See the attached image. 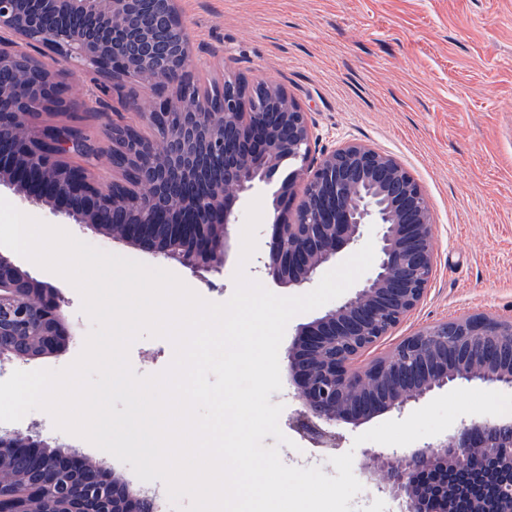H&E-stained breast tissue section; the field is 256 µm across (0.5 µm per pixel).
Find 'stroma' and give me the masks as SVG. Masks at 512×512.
Returning a JSON list of instances; mask_svg holds the SVG:
<instances>
[{"mask_svg":"<svg viewBox=\"0 0 512 512\" xmlns=\"http://www.w3.org/2000/svg\"><path fill=\"white\" fill-rule=\"evenodd\" d=\"M188 29L198 87L231 72L246 80L281 84L307 112L320 146L356 141L392 155L423 187L436 221V272L421 304L391 335L364 353V361L385 355L422 327L463 316L512 320V0H178ZM161 79L136 78L115 85L88 71L68 83L67 105L43 113L40 124H72L100 140L108 122L128 124L152 137L150 125L125 103L157 98ZM275 185L260 184L244 195L239 210L260 200L262 224L248 262L232 255L224 268L202 282L174 262L111 235L54 215L6 187L0 196L23 213L62 228L102 251L164 266L203 299L223 303L235 289L237 268L269 291L291 295L263 270L269 254ZM75 336L55 355L23 363L26 371L59 370L81 353L91 329L81 296L58 284ZM174 349L164 338L144 336L129 350L134 371L159 373ZM294 388L283 381L271 403L282 404L278 446L284 465L337 471L331 455L288 426ZM6 430L39 435L51 446L80 449L92 459L104 451L85 439L62 434L50 414L28 412ZM340 452H352L353 472L362 485L351 500L355 512H399L374 486L366 455L383 452L374 442L355 444L364 426H339Z\"/></svg>","mask_w":512,"mask_h":512,"instance_id":"stroma-1","label":"stroma"}]
</instances>
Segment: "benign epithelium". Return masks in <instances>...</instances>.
<instances>
[{
    "mask_svg": "<svg viewBox=\"0 0 512 512\" xmlns=\"http://www.w3.org/2000/svg\"><path fill=\"white\" fill-rule=\"evenodd\" d=\"M0 31L22 36L54 53L40 61L37 79L18 75L25 64L13 43L0 41V186L44 202L76 224L104 230L139 250L174 261L201 280L219 271L233 248L237 202L258 183L279 184L273 201L267 274L281 285L308 288L342 250L373 237L379 261L354 296L301 325L288 348L287 371L297 408L288 425L320 448H335L336 427L359 425L405 408L455 382L512 387V341L493 360L480 357L485 336H512V321L468 316L436 322L404 337L386 355L364 365L362 354L395 329L423 301L436 272L435 220L424 190L394 157L347 142L316 151L306 112L278 84L252 85L226 75L224 106L190 95V37L177 0H0ZM79 64L121 84L135 76L162 79L172 94L150 105L132 104L165 130L154 142L112 124V155L123 159L114 189L88 181L68 165L71 154L95 155L89 139L69 127L52 132L38 117L66 106L63 79ZM224 158V177L191 199L185 187L204 177L188 143ZM293 163L296 168L287 172ZM302 201L288 220V200ZM169 225L182 246L161 242L153 228ZM35 304L46 340L42 355L58 353L75 335L58 290L0 252V321L16 312L24 323ZM37 356L0 346V365ZM33 474L49 444L0 432ZM482 451L512 469V421L472 420L408 452L376 453L378 491L400 512H454L448 489L430 496L417 476L434 470L470 471ZM63 483L37 478L14 491L0 489V512H30L36 500L54 512H161L160 499L134 490L103 460L76 451L54 456ZM475 512H512V480L487 481Z\"/></svg>",
    "mask_w": 512,
    "mask_h": 512,
    "instance_id": "1",
    "label": "benign epithelium"
}]
</instances>
